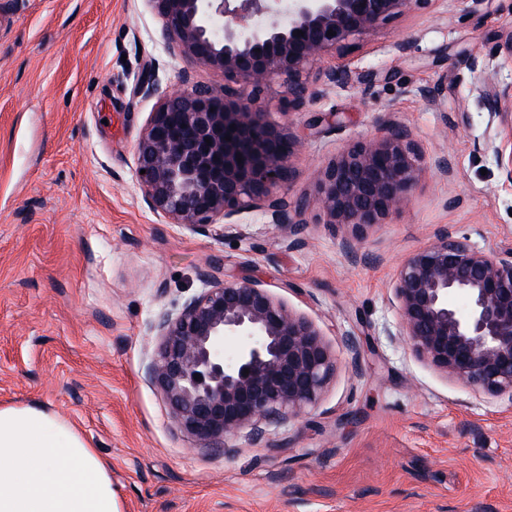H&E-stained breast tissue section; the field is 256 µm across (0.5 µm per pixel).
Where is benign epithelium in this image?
<instances>
[{
	"label": "benign epithelium",
	"instance_id": "1",
	"mask_svg": "<svg viewBox=\"0 0 512 512\" xmlns=\"http://www.w3.org/2000/svg\"><path fill=\"white\" fill-rule=\"evenodd\" d=\"M145 2L162 22L171 57L224 80L217 90L183 79L157 102L136 147L148 208L207 235L219 218L224 229H235L234 218L247 210L262 212L270 224L305 223L310 199L280 195L293 179L296 139L264 119L275 80L285 79L288 110L299 111L323 94L307 81L313 64L446 0H288L286 25L251 21L279 12V0ZM323 76L327 87H353L374 82L378 72L343 66ZM486 96L498 121L495 160L512 187V82L488 86ZM426 170L419 141L391 123L336 154L322 170L315 201L325 223L351 229L354 240L343 248L352 252L367 229L411 203ZM204 283L181 310L160 319L148 376L179 429L199 442L221 447L244 430L261 439L316 403L335 357L315 325L260 282L244 276ZM394 298L398 335L418 359L512 402V250L481 249L441 229L401 262ZM229 336L239 346L226 356Z\"/></svg>",
	"mask_w": 512,
	"mask_h": 512
}]
</instances>
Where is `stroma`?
I'll return each instance as SVG.
<instances>
[{"label":"stroma","mask_w":512,"mask_h":512,"mask_svg":"<svg viewBox=\"0 0 512 512\" xmlns=\"http://www.w3.org/2000/svg\"><path fill=\"white\" fill-rule=\"evenodd\" d=\"M509 27L512 0L466 18L415 13L321 63L376 70L375 82L267 113L300 143L288 199L314 196L338 150L389 122L447 156L448 176L425 174L353 257L350 229L315 207L296 226L247 212L207 236L148 208L135 150L157 98L135 95L138 78L153 69L163 91L223 80L165 51L145 0H0V406L38 404L76 428L121 512H512V404L416 358L393 293L400 262L440 229L512 250V189L479 93L512 81L497 49ZM230 276L312 321L336 371L304 415L214 449L177 428L147 369L159 318Z\"/></svg>","instance_id":"obj_1"}]
</instances>
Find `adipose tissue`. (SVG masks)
I'll return each mask as SVG.
<instances>
[{
	"instance_id": "1",
	"label": "adipose tissue",
	"mask_w": 512,
	"mask_h": 512,
	"mask_svg": "<svg viewBox=\"0 0 512 512\" xmlns=\"http://www.w3.org/2000/svg\"><path fill=\"white\" fill-rule=\"evenodd\" d=\"M0 512H120L96 449L56 413L0 407Z\"/></svg>"
}]
</instances>
